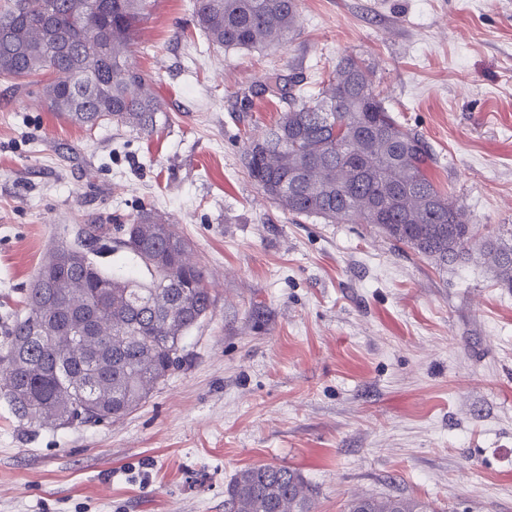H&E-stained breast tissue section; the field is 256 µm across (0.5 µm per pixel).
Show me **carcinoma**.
Returning <instances> with one entry per match:
<instances>
[{"label": "carcinoma", "instance_id": "cac0c4a2", "mask_svg": "<svg viewBox=\"0 0 512 512\" xmlns=\"http://www.w3.org/2000/svg\"><path fill=\"white\" fill-rule=\"evenodd\" d=\"M146 0H0V76L16 80L55 63L43 83L47 107L91 130L108 123L150 135L163 112L130 60ZM215 46L253 50L285 43L298 28L297 0H192ZM261 92L288 110L245 154L250 178L296 217L372 224L389 240L445 267L482 240L498 281L512 288V243L481 236L465 209L427 175L432 153L384 105L371 72L343 57L315 97L300 82L268 78ZM85 224L50 249L27 289L25 311L0 345V399L29 424L95 426L135 410L182 361L181 342L214 299L190 244L172 222L142 210L122 236ZM120 253L119 271L100 258ZM229 512H316L297 470H240ZM346 512H439L405 496L351 497Z\"/></svg>", "mask_w": 512, "mask_h": 512}]
</instances>
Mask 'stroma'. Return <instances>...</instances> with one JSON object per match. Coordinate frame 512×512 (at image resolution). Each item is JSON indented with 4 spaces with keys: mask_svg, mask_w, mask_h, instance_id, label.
Instances as JSON below:
<instances>
[{
    "mask_svg": "<svg viewBox=\"0 0 512 512\" xmlns=\"http://www.w3.org/2000/svg\"><path fill=\"white\" fill-rule=\"evenodd\" d=\"M167 115L143 137L50 112L0 77V337L49 249L79 225L169 217L213 312L127 416L23 424L0 400V512H224L236 473L299 470L318 512L353 494L512 512V288L480 246L448 267L369 224L296 217L245 149L346 55L423 136L471 223L512 225V0H299L292 39L208 43L190 0H149L132 47Z\"/></svg>",
    "mask_w": 512,
    "mask_h": 512,
    "instance_id": "1",
    "label": "stroma"
}]
</instances>
